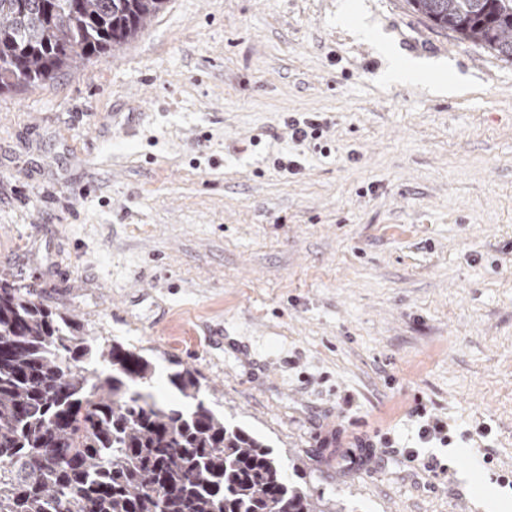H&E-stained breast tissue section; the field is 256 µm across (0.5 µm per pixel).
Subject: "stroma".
<instances>
[{
    "label": "stroma",
    "mask_w": 512,
    "mask_h": 512,
    "mask_svg": "<svg viewBox=\"0 0 512 512\" xmlns=\"http://www.w3.org/2000/svg\"><path fill=\"white\" fill-rule=\"evenodd\" d=\"M383 42L458 91L384 81ZM315 112L326 156L284 125ZM0 279L142 349L163 405L195 368L321 506L512 504V62L405 0H168L0 93ZM420 402L451 446L421 447Z\"/></svg>",
    "instance_id": "1"
}]
</instances>
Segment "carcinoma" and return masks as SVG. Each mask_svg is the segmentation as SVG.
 Wrapping results in <instances>:
<instances>
[{
	"label": "carcinoma",
	"instance_id": "1",
	"mask_svg": "<svg viewBox=\"0 0 512 512\" xmlns=\"http://www.w3.org/2000/svg\"><path fill=\"white\" fill-rule=\"evenodd\" d=\"M166 0H0V92L44 85L132 43ZM431 26L512 61V0H406ZM152 360L85 334L0 280V512H317L273 450L229 427L197 370L140 391Z\"/></svg>",
	"mask_w": 512,
	"mask_h": 512
}]
</instances>
